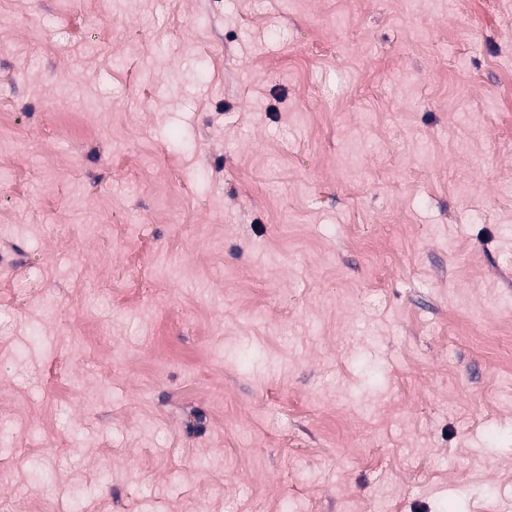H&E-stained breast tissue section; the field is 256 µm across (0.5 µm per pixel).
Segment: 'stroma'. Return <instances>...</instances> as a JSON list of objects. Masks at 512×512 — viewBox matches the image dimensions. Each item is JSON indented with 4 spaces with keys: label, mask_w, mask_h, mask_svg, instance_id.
Returning <instances> with one entry per match:
<instances>
[{
    "label": "stroma",
    "mask_w": 512,
    "mask_h": 512,
    "mask_svg": "<svg viewBox=\"0 0 512 512\" xmlns=\"http://www.w3.org/2000/svg\"><path fill=\"white\" fill-rule=\"evenodd\" d=\"M510 123L512 0H0V512H512Z\"/></svg>",
    "instance_id": "1"
}]
</instances>
